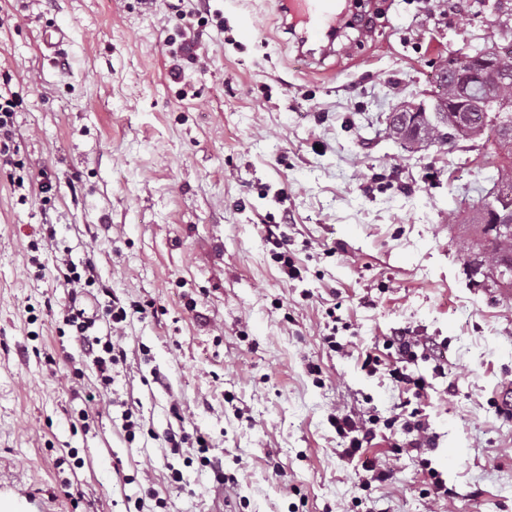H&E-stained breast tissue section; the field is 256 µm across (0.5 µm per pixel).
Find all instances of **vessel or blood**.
Instances as JSON below:
<instances>
[{"instance_id": "b4317fda", "label": "vessel or blood", "mask_w": 512, "mask_h": 512, "mask_svg": "<svg viewBox=\"0 0 512 512\" xmlns=\"http://www.w3.org/2000/svg\"><path fill=\"white\" fill-rule=\"evenodd\" d=\"M337 0H281L278 20L299 57L314 64L334 56Z\"/></svg>"}]
</instances>
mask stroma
Returning a JSON list of instances; mask_svg holds the SVG:
<instances>
[{"instance_id": "stroma-1", "label": "stroma", "mask_w": 512, "mask_h": 512, "mask_svg": "<svg viewBox=\"0 0 512 512\" xmlns=\"http://www.w3.org/2000/svg\"><path fill=\"white\" fill-rule=\"evenodd\" d=\"M195 6L0 0L16 129L15 165L0 168V503L512 512V292L471 275L478 237L448 221L490 190L498 159L477 142L411 153L386 132L393 108L437 93L439 53L512 27V0H363L338 39L354 53L316 71L278 30L277 0H209L202 56L175 79L169 39ZM53 24L66 40L51 51ZM42 171L50 193L12 190ZM88 261L92 286H62L66 264ZM112 299L148 312L123 323L105 389L63 314L96 315L104 336ZM404 335L434 348L407 367L420 393L390 375ZM414 409L432 440L420 453L404 447ZM336 415L380 419L364 455L383 480L342 457Z\"/></svg>"}]
</instances>
